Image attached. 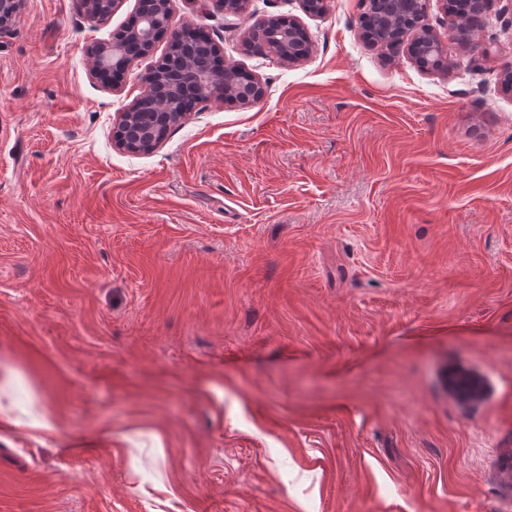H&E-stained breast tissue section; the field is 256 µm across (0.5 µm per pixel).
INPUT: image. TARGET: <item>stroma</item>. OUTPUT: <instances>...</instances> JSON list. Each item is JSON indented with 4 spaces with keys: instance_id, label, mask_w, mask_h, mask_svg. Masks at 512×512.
I'll use <instances>...</instances> for the list:
<instances>
[{
    "instance_id": "obj_1",
    "label": "stroma",
    "mask_w": 512,
    "mask_h": 512,
    "mask_svg": "<svg viewBox=\"0 0 512 512\" xmlns=\"http://www.w3.org/2000/svg\"><path fill=\"white\" fill-rule=\"evenodd\" d=\"M254 106L116 147L103 23L23 0L0 32V512H512V0L448 68L384 54L361 0H171ZM297 18L313 51L244 49ZM470 372L482 398L445 382ZM241 70L235 66L224 65V97H232L241 105L252 106L264 96V86L259 78L251 76L249 84L239 81Z\"/></svg>"
}]
</instances>
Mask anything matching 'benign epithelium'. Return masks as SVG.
<instances>
[{"label":"benign epithelium","mask_w":512,"mask_h":512,"mask_svg":"<svg viewBox=\"0 0 512 512\" xmlns=\"http://www.w3.org/2000/svg\"><path fill=\"white\" fill-rule=\"evenodd\" d=\"M23 0H0V32L14 21ZM123 0H77L81 11L90 19L111 15ZM249 0H209V4L227 13H241ZM365 11L362 17H372L381 30V37L372 45L391 54L403 47L408 57L421 69L429 72L447 68L446 49L439 35L429 23L430 0H362ZM488 0H472L470 28L466 29L457 19H452L451 29L457 39L468 46L481 48L476 36L482 26ZM136 19L121 32L101 41L86 51L92 76L103 87L118 90L122 74L134 58L149 54L155 43L166 39L173 43L181 40L189 30L172 22L170 0H137ZM290 27L275 32L278 51L276 55L290 64L299 63L311 53L310 44L298 37L304 32L300 21L288 19ZM240 69L224 66V97H232L241 105L252 106L264 96L260 79L251 77L250 83L238 80ZM186 112H141L132 103L121 112L113 126L116 145L130 153H149L165 139L171 127L183 123Z\"/></svg>","instance_id":"obj_1"}]
</instances>
